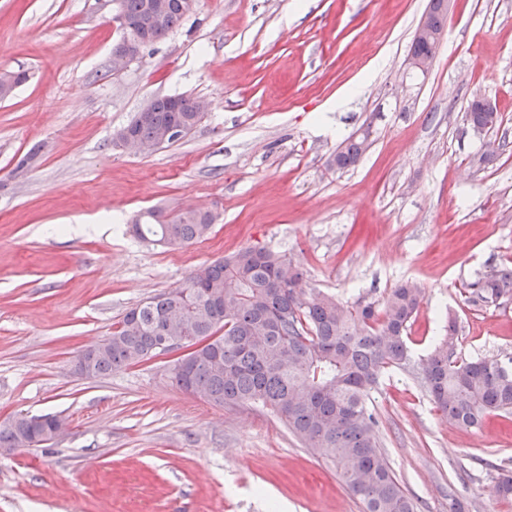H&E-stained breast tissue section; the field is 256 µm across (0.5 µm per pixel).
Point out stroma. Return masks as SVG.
<instances>
[{
  "mask_svg": "<svg viewBox=\"0 0 512 512\" xmlns=\"http://www.w3.org/2000/svg\"><path fill=\"white\" fill-rule=\"evenodd\" d=\"M429 0H199L124 70L110 0H0V421L63 418L44 448L0 455V512H360L330 463L258 407L180 390L156 358L101 379L73 371L128 308L248 246L288 255L308 288L382 302L425 298L415 357L459 326L464 358L512 354V300L467 302L466 284L512 265V0H450L425 76L407 72ZM210 108L184 139L145 155L112 135L149 97ZM490 101L500 127L465 110ZM368 148L328 160L348 137ZM41 145L36 162L18 161ZM159 205L217 214L167 248L129 230ZM378 434L417 512H512V412L449 424L413 370L373 395ZM367 147V136L351 137L336 149L329 160V164L339 170L348 169L358 162Z\"/></svg>",
  "mask_w": 512,
  "mask_h": 512,
  "instance_id": "stroma-1",
  "label": "stroma"
}]
</instances>
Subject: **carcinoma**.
<instances>
[{
    "label": "carcinoma",
    "mask_w": 512,
    "mask_h": 512,
    "mask_svg": "<svg viewBox=\"0 0 512 512\" xmlns=\"http://www.w3.org/2000/svg\"><path fill=\"white\" fill-rule=\"evenodd\" d=\"M146 0H122L131 21L139 20ZM430 0L429 23L441 30L448 9ZM187 18L172 8L150 35L170 33ZM180 108L169 96L156 98L153 111L135 113L123 126L133 136L162 140L171 126L187 136L203 113L194 98L181 95ZM473 126L495 127L497 112L478 102L468 106ZM367 137H351L331 156L338 170L355 165ZM216 217L209 211L170 213L162 207L135 218L138 238L174 248L209 233ZM303 273L284 254L250 246L195 270L179 288L164 291L129 308L112 333L89 351L91 375L151 360L157 346L181 337L166 332L181 317L199 346L182 361L168 363L172 383L219 407H262L276 414L304 447L331 461L362 512H416L397 480L376 434L372 393L392 369L412 364L407 330L424 300V291L406 282L392 289L380 306L348 304L327 293H307ZM469 300L495 305L512 299V266L493 269L468 285ZM458 324L448 315L445 334L416 365L420 383L435 407L452 423L477 428L490 414L512 411V354L504 357L458 356ZM46 424L30 419L0 422V448L24 452L38 448Z\"/></svg>",
    "instance_id": "cac0c4a2"
}]
</instances>
